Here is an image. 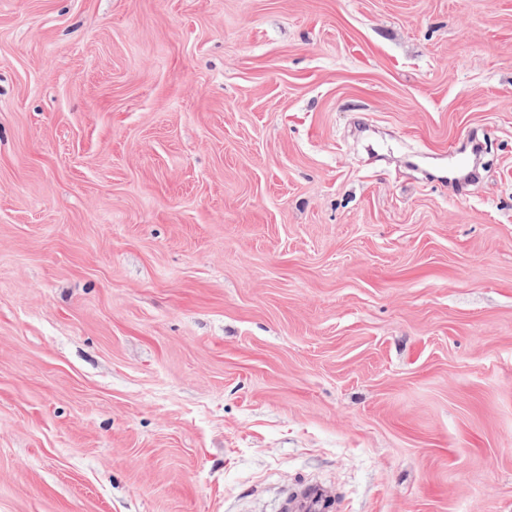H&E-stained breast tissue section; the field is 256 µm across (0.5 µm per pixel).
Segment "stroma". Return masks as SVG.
Wrapping results in <instances>:
<instances>
[{"mask_svg": "<svg viewBox=\"0 0 512 512\" xmlns=\"http://www.w3.org/2000/svg\"><path fill=\"white\" fill-rule=\"evenodd\" d=\"M312 482L512 512V0H0V512Z\"/></svg>", "mask_w": 512, "mask_h": 512, "instance_id": "obj_1", "label": "stroma"}]
</instances>
